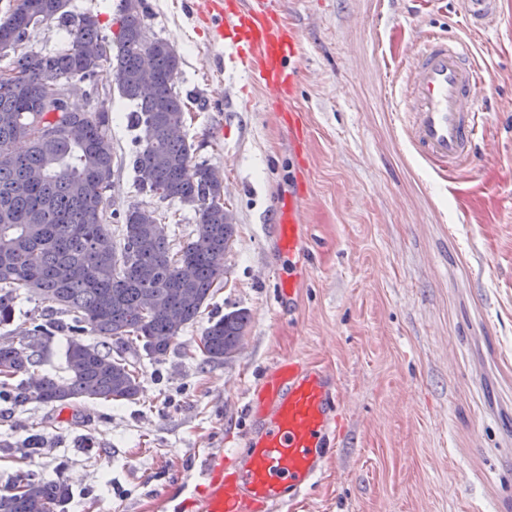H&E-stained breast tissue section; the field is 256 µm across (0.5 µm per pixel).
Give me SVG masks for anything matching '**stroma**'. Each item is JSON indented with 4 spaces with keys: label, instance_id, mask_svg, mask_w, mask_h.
Listing matches in <instances>:
<instances>
[{
    "label": "stroma",
    "instance_id": "1",
    "mask_svg": "<svg viewBox=\"0 0 512 512\" xmlns=\"http://www.w3.org/2000/svg\"><path fill=\"white\" fill-rule=\"evenodd\" d=\"M281 2L302 46L286 104L225 64L200 0H145L147 37L181 57L195 159L221 175L236 218L230 274L163 361L136 357L137 400L1 399L0 488L23 469L67 478L65 512H200L206 459L246 449L250 396L289 356L333 374L341 430L318 482L280 512H512V0L471 36L495 145L450 181L416 154L394 108L410 100L402 76L418 37L468 34L457 0ZM130 109L119 100L112 114L104 219L154 207L179 250L195 215L138 192ZM298 185L309 267L287 301L280 286L296 266L270 209ZM240 308L242 351L204 361L209 320Z\"/></svg>",
    "mask_w": 512,
    "mask_h": 512
}]
</instances>
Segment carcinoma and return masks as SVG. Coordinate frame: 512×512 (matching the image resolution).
Listing matches in <instances>:
<instances>
[{"label": "carcinoma", "mask_w": 512, "mask_h": 512, "mask_svg": "<svg viewBox=\"0 0 512 512\" xmlns=\"http://www.w3.org/2000/svg\"><path fill=\"white\" fill-rule=\"evenodd\" d=\"M41 14L20 26L17 10L0 19L9 70L38 74L20 82L0 77V326L14 323L18 290L45 304V312L23 321L19 342H0V396L10 380L27 375L48 355L56 335L66 339V385L50 374L26 379L16 397L65 406L73 401H132L141 391L139 370L126 354L142 348L159 360L179 334L194 324L215 289L227 281L237 224L211 167L194 161L186 127L187 103L177 89L180 56L168 41L145 36L144 0H120L115 39L101 32L98 16L74 14L70 0H38ZM60 22L69 46L57 53L27 48L31 28ZM97 49L82 57L77 46ZM156 76L152 90L145 70ZM117 77L121 98L133 104L130 126L141 131L132 166L139 192L193 207L194 237L171 251L156 210L133 205L118 214L122 242L104 223L107 196L95 177L111 186L113 172L110 99L85 112L62 102L53 112L44 100L52 85L82 84ZM81 124L85 139L69 140L63 125ZM38 129L52 139L32 138ZM24 141L27 148L14 146ZM248 313L234 310L209 321L199 349L208 362L230 360L240 351ZM88 336L103 341L89 343ZM121 345L113 353L105 340ZM71 488L59 476L17 473L0 490V512H64Z\"/></svg>", "instance_id": "carcinoma-1"}]
</instances>
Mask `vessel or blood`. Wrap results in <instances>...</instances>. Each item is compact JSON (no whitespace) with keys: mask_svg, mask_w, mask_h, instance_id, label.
<instances>
[{"mask_svg":"<svg viewBox=\"0 0 512 512\" xmlns=\"http://www.w3.org/2000/svg\"><path fill=\"white\" fill-rule=\"evenodd\" d=\"M474 31L494 22L499 0H460ZM279 0H246L225 12L220 0H203L197 19L222 39H231L235 59L260 80L292 93L299 72L291 61L299 54L298 37L282 26ZM404 79L411 104L397 119L410 145L440 176L453 179L475 158V149L491 133L483 119L482 93L488 85L470 42L436 31L423 33ZM272 214L290 255L303 243L293 207L275 204ZM329 371L292 360L277 364L271 378L252 399L259 431L246 454L232 468L209 460L202 476L208 492L203 512H273L303 496L323 473L325 446L340 429L339 395L328 384Z\"/></svg>","mask_w":512,"mask_h":512,"instance_id":"b4317fda","label":"vessel or blood"}]
</instances>
